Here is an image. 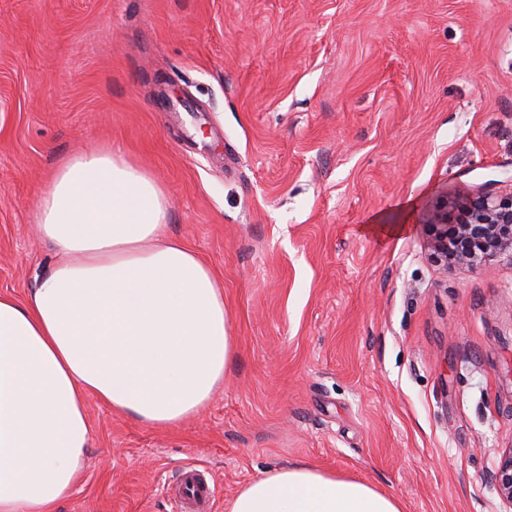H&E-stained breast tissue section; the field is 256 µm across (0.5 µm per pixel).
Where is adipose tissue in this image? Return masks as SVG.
Segmentation results:
<instances>
[{"label":"adipose tissue","instance_id":"1","mask_svg":"<svg viewBox=\"0 0 512 512\" xmlns=\"http://www.w3.org/2000/svg\"><path fill=\"white\" fill-rule=\"evenodd\" d=\"M169 199L118 147L64 160L34 221L63 261L25 301L0 294V512H52L74 487L95 395L156 428L198 414L234 360L224 289L168 239ZM225 512H401L306 464L245 484Z\"/></svg>","mask_w":512,"mask_h":512}]
</instances>
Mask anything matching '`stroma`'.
Returning a JSON list of instances; mask_svg holds the SVG:
<instances>
[{
    "label": "stroma",
    "instance_id": "obj_1",
    "mask_svg": "<svg viewBox=\"0 0 512 512\" xmlns=\"http://www.w3.org/2000/svg\"><path fill=\"white\" fill-rule=\"evenodd\" d=\"M113 143L223 284L235 359L169 428L88 396L57 512H171L188 463L213 512L295 463L402 512H512V262L443 268L423 230L512 181V0H0V293L59 260L33 228L57 166ZM495 488L500 498L512 508V448L506 451L494 475Z\"/></svg>",
    "mask_w": 512,
    "mask_h": 512
}]
</instances>
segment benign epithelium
<instances>
[{"mask_svg":"<svg viewBox=\"0 0 512 512\" xmlns=\"http://www.w3.org/2000/svg\"><path fill=\"white\" fill-rule=\"evenodd\" d=\"M433 258L470 270L501 257L512 261V188H489L453 205L443 202L426 220ZM500 498L512 507V448L494 475Z\"/></svg>","mask_w":512,"mask_h":512,"instance_id":"obj_1","label":"benign epithelium"}]
</instances>
